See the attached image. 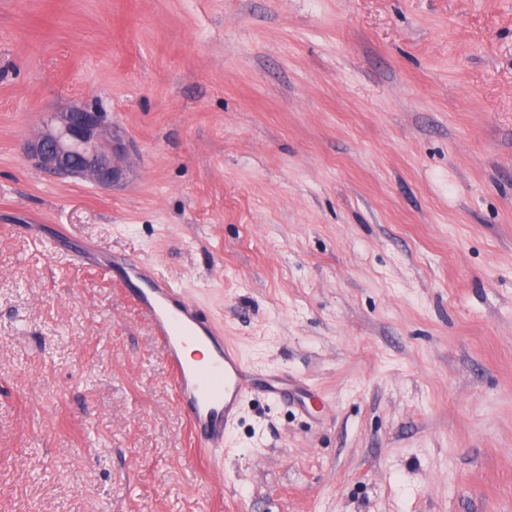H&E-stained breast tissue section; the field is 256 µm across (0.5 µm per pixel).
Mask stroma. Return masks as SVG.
<instances>
[{
    "mask_svg": "<svg viewBox=\"0 0 512 512\" xmlns=\"http://www.w3.org/2000/svg\"><path fill=\"white\" fill-rule=\"evenodd\" d=\"M70 106L124 186L24 160ZM114 253L313 416L200 459ZM0 512H512V0H0Z\"/></svg>",
    "mask_w": 512,
    "mask_h": 512,
    "instance_id": "stroma-1",
    "label": "stroma"
}]
</instances>
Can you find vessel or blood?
Segmentation results:
<instances>
[{
    "label": "vessel or blood",
    "mask_w": 512,
    "mask_h": 512,
    "mask_svg": "<svg viewBox=\"0 0 512 512\" xmlns=\"http://www.w3.org/2000/svg\"><path fill=\"white\" fill-rule=\"evenodd\" d=\"M112 272L127 285L138 308L152 323L171 372L176 398L200 451L223 452L224 434L257 384H264L267 395L287 400L286 376L263 378L247 370L236 351L225 345L222 330L177 287L160 278L155 269L125 262L114 264ZM190 343L209 350V359L187 360L184 350Z\"/></svg>",
    "instance_id": "obj_1"
}]
</instances>
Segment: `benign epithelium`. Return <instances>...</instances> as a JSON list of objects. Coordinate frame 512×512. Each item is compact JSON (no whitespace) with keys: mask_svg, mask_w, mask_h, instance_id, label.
Masks as SVG:
<instances>
[{"mask_svg":"<svg viewBox=\"0 0 512 512\" xmlns=\"http://www.w3.org/2000/svg\"><path fill=\"white\" fill-rule=\"evenodd\" d=\"M127 154L122 135L105 116L88 107L54 112L23 145V157L58 177H79L110 189L125 182Z\"/></svg>","mask_w":512,"mask_h":512,"instance_id":"benign-epithelium-1","label":"benign epithelium"}]
</instances>
